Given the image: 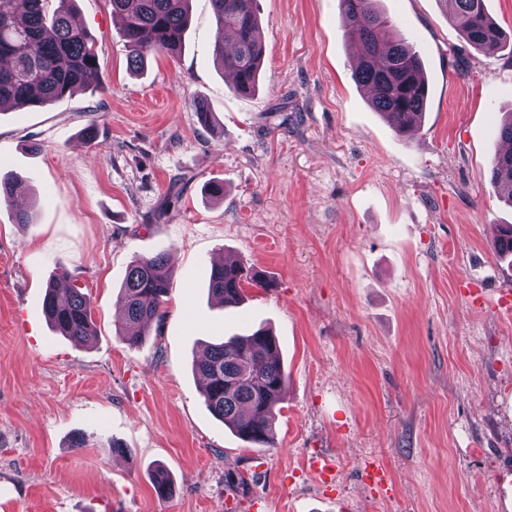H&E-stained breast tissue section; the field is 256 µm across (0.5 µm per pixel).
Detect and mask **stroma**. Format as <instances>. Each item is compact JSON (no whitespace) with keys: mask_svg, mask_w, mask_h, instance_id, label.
<instances>
[{"mask_svg":"<svg viewBox=\"0 0 512 512\" xmlns=\"http://www.w3.org/2000/svg\"><path fill=\"white\" fill-rule=\"evenodd\" d=\"M376 7L429 86L406 136L352 76L339 0H255L250 96L213 62L210 0H191L180 55L138 72L108 0H76L100 86L0 110V172L24 192L0 204V512H512V315L497 306L512 255L495 246L512 206L490 176L512 112V0H486L511 38L493 56L444 0ZM162 250L171 292L132 347L119 288L135 257ZM223 257L269 287L220 305L208 281ZM63 272L91 300V343L42 312ZM262 326L288 376L268 446L207 410L193 370L206 345ZM322 456L328 481L310 468ZM371 462L387 488L367 480ZM159 464L175 481L166 499L149 480Z\"/></svg>","mask_w":512,"mask_h":512,"instance_id":"stroma-1","label":"stroma"}]
</instances>
